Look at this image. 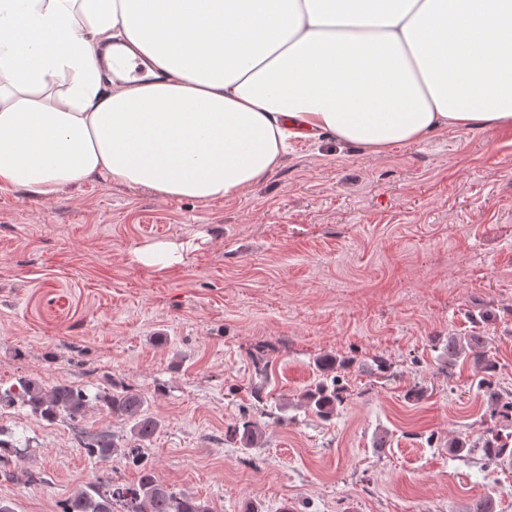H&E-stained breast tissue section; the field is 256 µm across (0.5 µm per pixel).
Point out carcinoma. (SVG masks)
I'll return each instance as SVG.
<instances>
[{
    "label": "carcinoma",
    "instance_id": "cac0c4a2",
    "mask_svg": "<svg viewBox=\"0 0 512 512\" xmlns=\"http://www.w3.org/2000/svg\"><path fill=\"white\" fill-rule=\"evenodd\" d=\"M491 337L482 332L467 336H450L438 356V368L449 370L458 363L473 369L471 387L483 395L490 420L494 426L470 441L457 436L448 439V447L462 457L480 456L486 465L512 467V391L501 389L496 383L500 371L499 361L489 350ZM349 360L326 353L315 361L317 379L305 388L294 403L316 418L327 421L343 407L345 388L339 386L336 370L344 369ZM22 398L31 409L45 420L54 421L65 415L74 420L85 413L89 396L70 384L46 387L32 378L21 376L5 390H0V407ZM95 400L113 416L131 424L134 440L143 444L151 441L162 426L160 420L150 415L143 397L130 387L112 389L98 394ZM261 433L258 422L243 417L230 427V436L248 450L256 445ZM87 456L97 461H107L114 456L141 465L142 475L134 484L103 481L77 491L61 504V512H115V505L122 512H210L207 505L185 494L170 491L160 483L151 468L142 464L139 448H122L108 434L100 433L84 442Z\"/></svg>",
    "mask_w": 512,
    "mask_h": 512
}]
</instances>
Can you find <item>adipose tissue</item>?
<instances>
[{
    "mask_svg": "<svg viewBox=\"0 0 512 512\" xmlns=\"http://www.w3.org/2000/svg\"><path fill=\"white\" fill-rule=\"evenodd\" d=\"M486 126H512V0H0L1 192L230 199L295 139Z\"/></svg>",
    "mask_w": 512,
    "mask_h": 512,
    "instance_id": "obj_1",
    "label": "adipose tissue"
}]
</instances>
